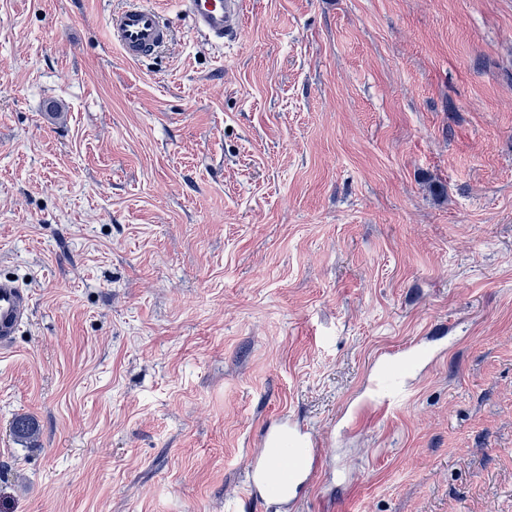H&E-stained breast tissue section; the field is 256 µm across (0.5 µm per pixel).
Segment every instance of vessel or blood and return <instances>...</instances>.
<instances>
[{"label":"vessel or blood","instance_id":"vessel-or-blood-1","mask_svg":"<svg viewBox=\"0 0 512 512\" xmlns=\"http://www.w3.org/2000/svg\"><path fill=\"white\" fill-rule=\"evenodd\" d=\"M182 5L192 21L194 32L213 43L234 41L247 9L246 0H182ZM107 31L113 45L130 61L152 59L157 50L171 40V31L162 12L150 6L147 0H129L124 8L112 12ZM30 313L28 292L16 281L0 278L1 350L12 345ZM405 352L411 363L422 355L421 348L415 343L406 346ZM411 363L399 370L385 366L376 374L372 386L379 394V412L394 410L407 397L413 373ZM261 443L267 452L247 461L243 471L244 494L255 501L273 494L281 498L286 507H293V489L315 476L316 470L309 467L308 462L321 459L323 443L303 424L285 416L276 427L262 434ZM284 446L298 455L299 464L283 482L279 479V463L271 451Z\"/></svg>","mask_w":512,"mask_h":512}]
</instances>
